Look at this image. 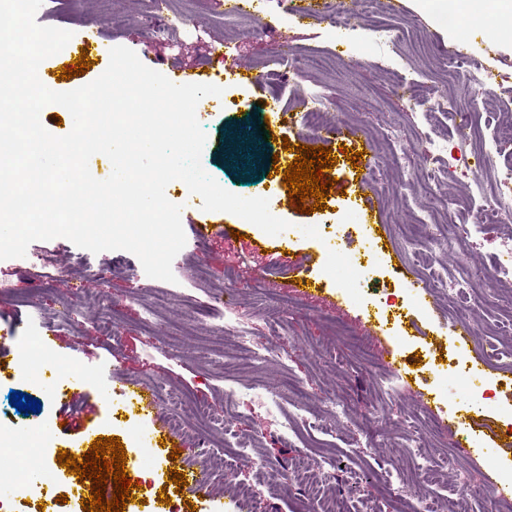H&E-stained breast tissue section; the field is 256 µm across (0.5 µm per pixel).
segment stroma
Wrapping results in <instances>:
<instances>
[{
	"label": "stroma",
	"instance_id": "35a3bbf8",
	"mask_svg": "<svg viewBox=\"0 0 512 512\" xmlns=\"http://www.w3.org/2000/svg\"><path fill=\"white\" fill-rule=\"evenodd\" d=\"M314 17L297 22L280 0H254L248 12L230 13L217 0H45L36 21L80 34L97 26L105 42L126 46L140 60L163 74H205L209 84L225 87L228 96H207L197 118L207 133L202 165L217 182L243 197H263L271 213L290 222L289 240L271 236L240 217L202 208L201 198H188L182 181L170 182L167 199L182 208L183 224L235 227L236 236L204 240L187 237L175 257V282L146 276L138 258L125 253V270L107 278L90 275L108 252L98 254L64 238L32 242L24 261L0 260V425L22 430L38 421L54 427L49 465L60 450L79 444L89 450L95 438L116 437L129 453L125 464L131 481L151 475L150 490H138L139 512H228L236 492L246 486L256 512H310L314 503L306 478L333 477L324 485L335 495L340 512H409L410 508L447 502L451 512H486L483 494L458 502L460 477L479 483L487 474L512 476V456L486 448L454 447L439 415L455 418L460 408L482 415L492 429H504L512 414V371L501 368L471 379L484 390V401L463 391L461 374L443 370L444 350L471 367L475 357L494 346L512 349V317L499 306L478 300L459 302L439 296L438 316L405 286V275L422 276L413 266L408 243L426 245L417 217L438 198L449 222L466 224L468 212L455 206L458 198L480 204L493 196L495 164L466 168L474 145L458 141L450 115L481 116V141L492 144L501 128V103L512 101V39L493 40L471 61L485 74L480 87L457 76H443L435 47L462 46L472 35L486 34L483 17L461 24L432 0H406L402 9L362 20L360 0H307ZM248 68L251 84H240L236 67ZM441 96L445 109L432 112L428 100ZM278 103L292 113V126L270 119L267 104ZM321 102L328 121L345 125L368 149L358 162L364 183L351 188L340 181L338 166L323 174L332 181L315 210L306 199L299 212L276 173L272 157L294 159L299 145L319 147L320 132L301 117ZM260 142L256 157L239 162L243 136ZM447 140L457 161L433 191L407 174L419 166L426 143ZM368 197L374 208V231L380 232L385 254L361 290L347 286L348 273L320 254V225L337 227L336 243L353 257L365 239L355 211L345 202L350 190ZM504 231L489 229L462 241L457 249L439 253L436 265L453 272L459 265L488 271ZM288 243L289 260L279 259ZM303 260L311 277L322 285L314 298L295 293L293 267ZM111 299V333L99 328L101 311L94 297ZM232 297L236 321L223 328V297ZM416 323L404 339H396L398 315ZM469 316L474 331L466 347L449 335L459 315ZM380 327L371 337L369 327ZM53 331L58 359L83 369L107 365L115 384L134 382L153 392L156 409L150 426L168 435L161 455L170 462L157 466V456H138L130 446L140 424L127 412L93 404L94 383L84 389L49 388L42 377H25L12 365L19 360L26 335ZM252 344H243V337ZM400 360L418 356L417 373L429 393L420 405L404 387H388L389 368L381 348ZM41 402L26 415L9 403L10 391ZM276 395L277 418H269L255 395ZM346 404L348 412L334 418L329 402ZM78 419L88 426L85 436L58 432L59 423ZM423 437L422 453L431 465L442 458L453 465L438 483H416L405 426ZM264 440L260 456L278 469L275 481L258 478L250 457L239 445L255 432ZM179 457H172V450ZM194 472L196 490H177L173 472ZM167 501H160L159 492Z\"/></svg>",
	"mask_w": 512,
	"mask_h": 512
}]
</instances>
